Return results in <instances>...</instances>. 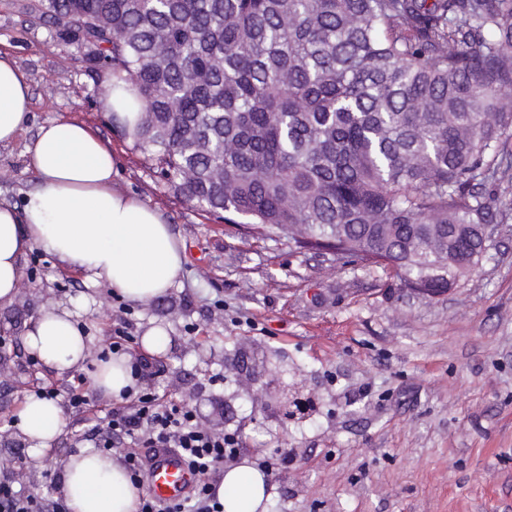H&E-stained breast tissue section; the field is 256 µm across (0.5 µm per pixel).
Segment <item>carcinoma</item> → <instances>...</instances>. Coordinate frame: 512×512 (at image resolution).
Masks as SVG:
<instances>
[{
    "label": "carcinoma",
    "mask_w": 512,
    "mask_h": 512,
    "mask_svg": "<svg viewBox=\"0 0 512 512\" xmlns=\"http://www.w3.org/2000/svg\"><path fill=\"white\" fill-rule=\"evenodd\" d=\"M173 193L447 291L504 223L512 0H44Z\"/></svg>",
    "instance_id": "carcinoma-1"
}]
</instances>
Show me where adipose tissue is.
<instances>
[{
  "label": "adipose tissue",
  "mask_w": 512,
  "mask_h": 512,
  "mask_svg": "<svg viewBox=\"0 0 512 512\" xmlns=\"http://www.w3.org/2000/svg\"><path fill=\"white\" fill-rule=\"evenodd\" d=\"M30 87L9 52L0 51V146L13 143L30 111ZM27 167L38 180L23 207L0 202V303L12 301L23 257L39 247L76 267L90 282L109 284L124 299L147 303L180 276L183 256L163 213L116 187L118 162L88 126L57 120L25 146ZM24 343L44 367L63 374L86 361L83 331L62 307L42 311ZM16 426L40 458L65 427L53 399L28 397ZM68 512H137L140 491L117 459L90 448L72 454L59 484ZM224 512H263L270 497L264 472L247 464L224 471L218 491Z\"/></svg>",
  "instance_id": "ef3b65f1"
}]
</instances>
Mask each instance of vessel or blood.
Here are the masks:
<instances>
[{
  "label": "vessel or blood",
  "instance_id": "b4317fda",
  "mask_svg": "<svg viewBox=\"0 0 512 512\" xmlns=\"http://www.w3.org/2000/svg\"><path fill=\"white\" fill-rule=\"evenodd\" d=\"M196 474L176 452L158 448L152 452L146 467V487L161 502H177L193 489Z\"/></svg>",
  "mask_w": 512,
  "mask_h": 512
}]
</instances>
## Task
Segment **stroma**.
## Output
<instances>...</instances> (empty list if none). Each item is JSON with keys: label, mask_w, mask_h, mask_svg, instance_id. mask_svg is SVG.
I'll use <instances>...</instances> for the list:
<instances>
[{"label": "stroma", "mask_w": 512, "mask_h": 512, "mask_svg": "<svg viewBox=\"0 0 512 512\" xmlns=\"http://www.w3.org/2000/svg\"><path fill=\"white\" fill-rule=\"evenodd\" d=\"M20 4L0 0V49L26 73L31 104L17 140L0 147V201L22 205L35 189L24 150L42 125L86 123L115 152L119 188L164 214L184 264L165 295L132 304L33 249L14 302L0 303V333L22 335L44 308L68 307L92 349L90 376L117 311L135 336L165 327L166 369L147 389L192 403L204 427L237 432L249 465L287 455L268 477L267 512H512V189L493 203L509 221L488 254L436 297L361 257L245 233L166 187L103 110L80 46ZM280 378L309 397L305 418L281 417ZM78 449L61 435L17 484L55 500Z\"/></svg>", "instance_id": "stroma-1"}]
</instances>
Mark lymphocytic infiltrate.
Returning a JSON list of instances; mask_svg holds the SVG:
<instances>
[{
	"mask_svg": "<svg viewBox=\"0 0 512 512\" xmlns=\"http://www.w3.org/2000/svg\"><path fill=\"white\" fill-rule=\"evenodd\" d=\"M163 371L160 360L140 359L132 367L133 386L102 405L84 375L69 379L66 395L71 407L69 427L80 441L102 451H118L134 485L141 487L138 512H224L218 490L224 461L238 456L241 439L235 432L202 428L189 403L168 401L142 383ZM151 448H172L188 461L198 481L182 501L161 503L145 493V459Z\"/></svg>",
	"mask_w": 512,
	"mask_h": 512,
	"instance_id": "lymphocytic-infiltrate-1",
	"label": "lymphocytic infiltrate"
}]
</instances>
